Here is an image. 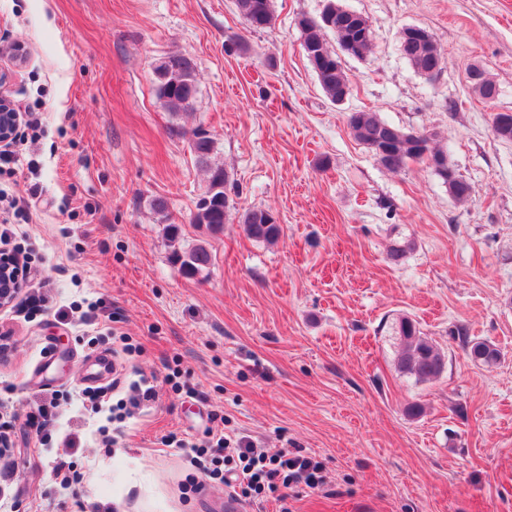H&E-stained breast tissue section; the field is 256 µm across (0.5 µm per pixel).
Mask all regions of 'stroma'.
I'll return each instance as SVG.
<instances>
[{"label": "stroma", "instance_id": "1", "mask_svg": "<svg viewBox=\"0 0 512 512\" xmlns=\"http://www.w3.org/2000/svg\"><path fill=\"white\" fill-rule=\"evenodd\" d=\"M341 3L372 44L343 57L352 94L337 105L295 25L324 0H274L257 31L236 0H0V91L42 123L37 141L12 144L5 185L27 203L0 250L31 243L37 269L0 309V512H225L223 481L195 490L187 454L159 442L201 440L215 418L324 463L326 484L289 498L291 512H512V141L492 132L512 112V0ZM410 25L445 56L434 79L400 53ZM172 53L197 67L177 114L156 92ZM475 65L496 100L472 91ZM361 110L437 133L471 199H452L425 163L378 164L348 127ZM199 127L233 183L217 236L192 221L207 186L190 150ZM254 208L276 215L277 242L247 235L239 216ZM199 243L212 263L189 279L171 253ZM404 317L444 351L439 378L399 372ZM458 326L500 362L467 359ZM142 376L157 397L135 407ZM89 390L106 392L101 412ZM44 404L53 423L31 426Z\"/></svg>", "mask_w": 512, "mask_h": 512}]
</instances>
